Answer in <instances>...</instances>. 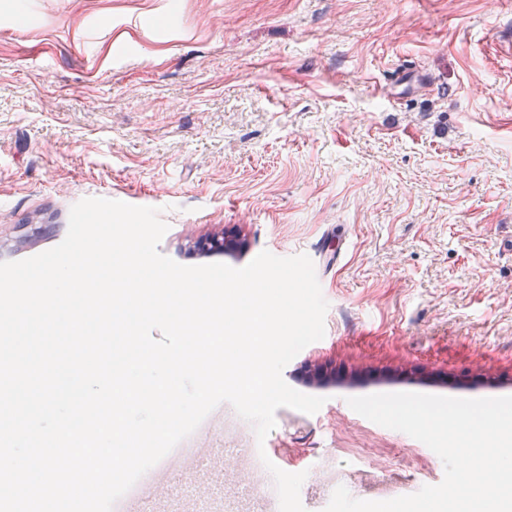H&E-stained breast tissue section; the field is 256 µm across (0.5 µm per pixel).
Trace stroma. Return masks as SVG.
Wrapping results in <instances>:
<instances>
[{"instance_id":"stroma-1","label":"stroma","mask_w":512,"mask_h":512,"mask_svg":"<svg viewBox=\"0 0 512 512\" xmlns=\"http://www.w3.org/2000/svg\"><path fill=\"white\" fill-rule=\"evenodd\" d=\"M87 197L162 208L182 265L310 257L325 336L283 378L326 402L264 442L306 512L444 477L348 398L512 396V0H0V262Z\"/></svg>"}]
</instances>
